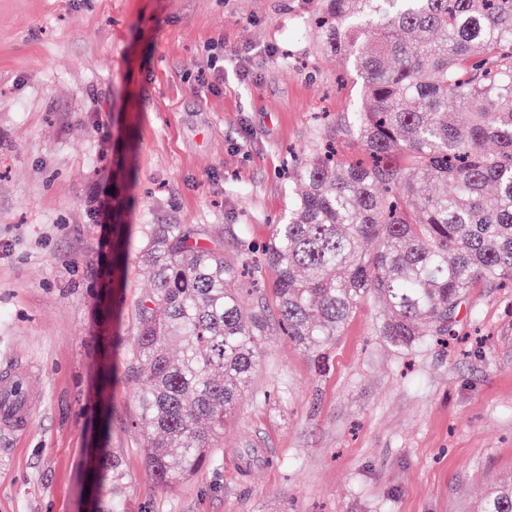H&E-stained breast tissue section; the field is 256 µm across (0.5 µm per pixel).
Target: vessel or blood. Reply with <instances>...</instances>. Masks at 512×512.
Returning a JSON list of instances; mask_svg holds the SVG:
<instances>
[{
	"label": "vessel or blood",
	"instance_id": "b4317fda",
	"mask_svg": "<svg viewBox=\"0 0 512 512\" xmlns=\"http://www.w3.org/2000/svg\"><path fill=\"white\" fill-rule=\"evenodd\" d=\"M36 388L29 370L24 367L0 374V430L25 432L31 421Z\"/></svg>",
	"mask_w": 512,
	"mask_h": 512
}]
</instances>
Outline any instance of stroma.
<instances>
[{
    "label": "stroma",
    "instance_id": "1",
    "mask_svg": "<svg viewBox=\"0 0 512 512\" xmlns=\"http://www.w3.org/2000/svg\"><path fill=\"white\" fill-rule=\"evenodd\" d=\"M317 0H0V373L27 366L29 429L0 434V512H86L112 448L134 512H473L512 478V288L473 289L447 345L398 350L366 303L316 374L277 332L216 462L170 489L144 465L121 369L150 281L140 224L267 241L289 152L358 97L320 54ZM222 63L216 86L200 74ZM112 191L115 228L88 198Z\"/></svg>",
    "mask_w": 512,
    "mask_h": 512
}]
</instances>
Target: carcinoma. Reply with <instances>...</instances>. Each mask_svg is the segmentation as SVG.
Returning a JSON list of instances; mask_svg holds the SVG:
<instances>
[{"label": "carcinoma", "instance_id": "cac0c4a2", "mask_svg": "<svg viewBox=\"0 0 512 512\" xmlns=\"http://www.w3.org/2000/svg\"><path fill=\"white\" fill-rule=\"evenodd\" d=\"M315 24L318 50L360 80L361 108L337 125L360 157L329 145L294 165L271 238H237L244 289L227 287L237 267L205 228L141 225L154 288L125 362L163 487L214 463L270 325L321 374L371 299L385 305L376 334L409 350L455 335L472 289L512 282V0H319ZM125 478L102 449L97 512H131ZM477 512H512V481Z\"/></svg>", "mask_w": 512, "mask_h": 512}]
</instances>
